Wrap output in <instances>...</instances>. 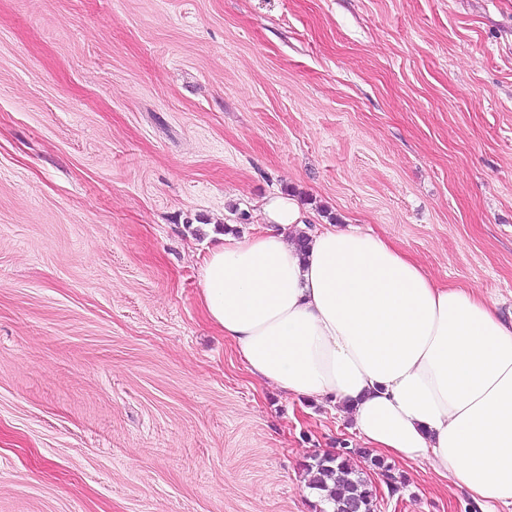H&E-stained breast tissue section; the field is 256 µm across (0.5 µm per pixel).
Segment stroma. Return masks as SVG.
<instances>
[{"label": "stroma", "instance_id": "1", "mask_svg": "<svg viewBox=\"0 0 512 512\" xmlns=\"http://www.w3.org/2000/svg\"><path fill=\"white\" fill-rule=\"evenodd\" d=\"M275 194L512 320V0H0V512H313L360 440L199 302Z\"/></svg>", "mask_w": 512, "mask_h": 512}]
</instances>
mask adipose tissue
Here are the masks:
<instances>
[{
	"instance_id": "adipose-tissue-1",
	"label": "adipose tissue",
	"mask_w": 512,
	"mask_h": 512,
	"mask_svg": "<svg viewBox=\"0 0 512 512\" xmlns=\"http://www.w3.org/2000/svg\"><path fill=\"white\" fill-rule=\"evenodd\" d=\"M262 212L277 233L223 237L200 270L204 314L246 370L331 398L366 447L429 461L483 512H512V321L381 236L309 230L283 196Z\"/></svg>"
}]
</instances>
